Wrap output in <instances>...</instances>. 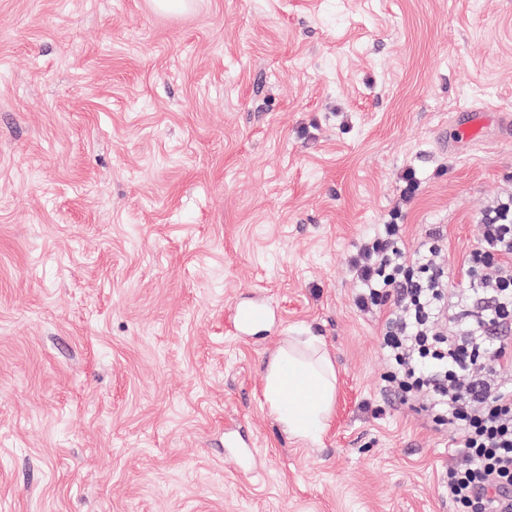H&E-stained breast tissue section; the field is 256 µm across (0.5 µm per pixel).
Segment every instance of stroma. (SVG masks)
Wrapping results in <instances>:
<instances>
[{
  "label": "stroma",
  "instance_id": "1",
  "mask_svg": "<svg viewBox=\"0 0 512 512\" xmlns=\"http://www.w3.org/2000/svg\"><path fill=\"white\" fill-rule=\"evenodd\" d=\"M471 108L512 119V0H0V512H454L345 259L411 169L461 268L512 196V134L445 145ZM291 336L315 440L265 399ZM288 341L271 357L265 397L269 411L290 436L305 439L325 430L336 400V374L324 353ZM318 353V354H317Z\"/></svg>",
  "mask_w": 512,
  "mask_h": 512
}]
</instances>
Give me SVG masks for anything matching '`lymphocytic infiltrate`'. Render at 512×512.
Segmentation results:
<instances>
[{
    "label": "lymphocytic infiltrate",
    "mask_w": 512,
    "mask_h": 512,
    "mask_svg": "<svg viewBox=\"0 0 512 512\" xmlns=\"http://www.w3.org/2000/svg\"><path fill=\"white\" fill-rule=\"evenodd\" d=\"M397 217L364 236L348 265L357 310L381 321L382 392L419 395L452 448L442 488L459 512H512V197L489 209L453 270L443 233L405 249ZM468 289L454 288L456 275Z\"/></svg>",
    "instance_id": "lymphocytic-infiltrate-1"
}]
</instances>
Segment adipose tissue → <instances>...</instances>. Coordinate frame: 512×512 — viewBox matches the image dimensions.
I'll return each instance as SVG.
<instances>
[{
	"label": "adipose tissue",
	"instance_id": "1",
	"mask_svg": "<svg viewBox=\"0 0 512 512\" xmlns=\"http://www.w3.org/2000/svg\"><path fill=\"white\" fill-rule=\"evenodd\" d=\"M265 397L270 413L290 436L319 434L334 411V366L326 354L292 343L281 346L268 364Z\"/></svg>",
	"mask_w": 512,
	"mask_h": 512
}]
</instances>
